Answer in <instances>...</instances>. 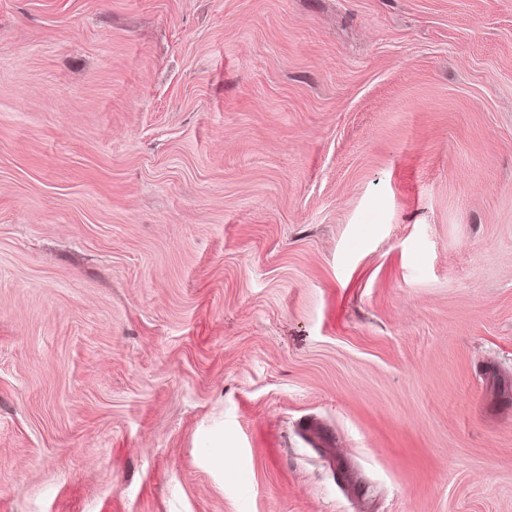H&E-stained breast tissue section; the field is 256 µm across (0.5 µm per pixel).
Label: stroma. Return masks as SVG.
<instances>
[{
  "instance_id": "35a3bbf8",
  "label": "stroma",
  "mask_w": 512,
  "mask_h": 512,
  "mask_svg": "<svg viewBox=\"0 0 512 512\" xmlns=\"http://www.w3.org/2000/svg\"><path fill=\"white\" fill-rule=\"evenodd\" d=\"M0 512H512V0H0Z\"/></svg>"
}]
</instances>
